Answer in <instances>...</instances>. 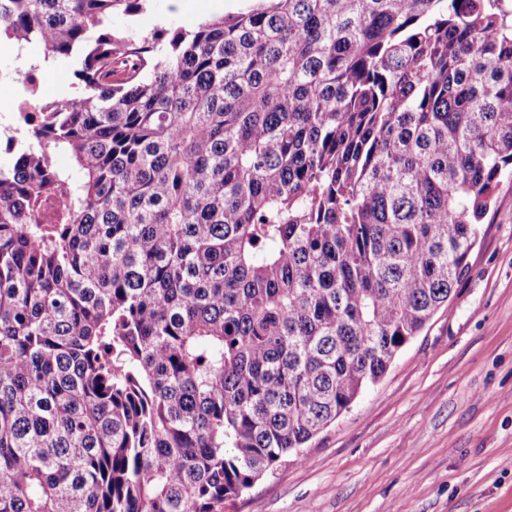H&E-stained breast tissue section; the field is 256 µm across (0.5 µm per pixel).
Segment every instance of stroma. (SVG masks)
<instances>
[{
	"label": "stroma",
	"instance_id": "obj_1",
	"mask_svg": "<svg viewBox=\"0 0 512 512\" xmlns=\"http://www.w3.org/2000/svg\"><path fill=\"white\" fill-rule=\"evenodd\" d=\"M250 0H151L144 29H190ZM448 308L382 379L234 512H512V172Z\"/></svg>",
	"mask_w": 512,
	"mask_h": 512
}]
</instances>
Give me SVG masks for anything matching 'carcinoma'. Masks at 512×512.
<instances>
[{
    "label": "carcinoma",
    "mask_w": 512,
    "mask_h": 512,
    "mask_svg": "<svg viewBox=\"0 0 512 512\" xmlns=\"http://www.w3.org/2000/svg\"><path fill=\"white\" fill-rule=\"evenodd\" d=\"M145 2L0 0L75 78L0 166V512H231L448 306L512 170V0L109 28Z\"/></svg>",
    "instance_id": "cac0c4a2"
}]
</instances>
